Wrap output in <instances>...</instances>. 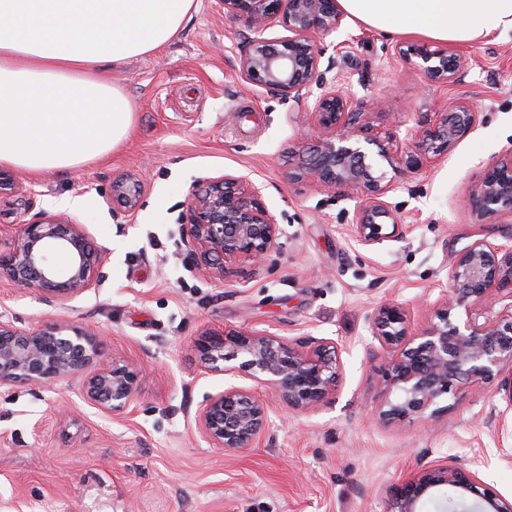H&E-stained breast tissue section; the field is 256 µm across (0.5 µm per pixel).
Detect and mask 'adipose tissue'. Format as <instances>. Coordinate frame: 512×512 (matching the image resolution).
<instances>
[{"label":"adipose tissue","mask_w":512,"mask_h":512,"mask_svg":"<svg viewBox=\"0 0 512 512\" xmlns=\"http://www.w3.org/2000/svg\"><path fill=\"white\" fill-rule=\"evenodd\" d=\"M389 33L468 43L512 31V0H339ZM195 0H0V165L72 171L112 152L133 124L102 64L166 45Z\"/></svg>","instance_id":"1"}]
</instances>
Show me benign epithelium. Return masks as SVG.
Instances as JSON below:
<instances>
[{
  "label": "benign epithelium",
  "mask_w": 512,
  "mask_h": 512,
  "mask_svg": "<svg viewBox=\"0 0 512 512\" xmlns=\"http://www.w3.org/2000/svg\"><path fill=\"white\" fill-rule=\"evenodd\" d=\"M224 9L246 16L253 29L254 37L240 60L245 80L296 103L314 98L308 114L317 145L303 157L292 178H310L329 190L364 187L355 215L363 244L402 235L400 218L383 200L386 189L368 178L364 144L375 142L376 136L369 123L358 124L364 102L319 81L322 49L313 33L341 27L346 14L339 0H224ZM275 20L288 35L270 41L263 32ZM398 54L409 61L420 59L428 75L443 85L455 83L466 64L456 52L425 44L400 46ZM478 122L479 112L468 101H452L418 138L407 137L400 143L406 167L419 169L422 156L442 154ZM263 190V185L245 176L224 175L192 194L182 235L204 275L225 279L239 266L255 270L264 266L279 227L262 202ZM139 193V180L134 178L112 185V194L129 210L136 209ZM2 194H22L14 174L4 169H0ZM466 205L482 221L512 214V157L486 170ZM9 232L13 243L9 251L0 252V274L13 284L39 291L61 306L99 286L106 256L89 244L81 225L42 212L39 219ZM56 252L67 254L66 268L52 262ZM506 285L512 286V244L477 240L452 258L449 287L435 322L415 332L406 310L397 304L382 305L372 313V336L386 351L384 365L377 369L378 386L385 394L377 409L382 423L424 418L442 397L463 384L482 388L494 382L512 400V314L507 319L488 316L482 323L469 318L462 325L451 319L454 310L485 304ZM194 347L201 372L231 376L245 372L273 385L293 411L318 407L336 388L339 348L331 340L300 350L266 329L211 328ZM103 356L98 333L90 328L58 318L18 326L0 312V390L18 383L51 387L80 378L89 404L106 412L126 410L135 401L143 370L115 358L106 362ZM239 357L238 368L227 365ZM94 362L99 368L85 375ZM270 412L253 393L231 386L210 399L196 423L209 445L234 453L252 447L262 436L270 425ZM443 486L458 493L461 512H512V500L485 485L477 472L451 462L428 466L397 486L394 512H419L420 504Z\"/></svg>",
  "instance_id": "benign-epithelium-1"
}]
</instances>
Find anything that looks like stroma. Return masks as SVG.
Listing matches in <instances>:
<instances>
[{"label": "stroma", "instance_id": "35a3bbf8", "mask_svg": "<svg viewBox=\"0 0 512 512\" xmlns=\"http://www.w3.org/2000/svg\"><path fill=\"white\" fill-rule=\"evenodd\" d=\"M251 35L222 0H196L168 44L98 70L135 107L128 138L74 171H17L33 207L0 198V225L59 214L107 254L100 286L62 307L1 279L0 311L22 326L58 317L96 329L106 354L146 370L120 414L88 404L75 383L1 392L0 512H390L397 485L450 460L512 499V408L495 385L460 387L431 417L383 424L372 369L385 351L369 327L387 303L404 307L413 329L426 326L455 252L478 239L512 242V218L481 222L466 205L486 168L512 157V32L453 44L467 65L448 86L398 55L413 36L348 19L318 34L327 81L387 98L369 116L380 139L422 130L453 97L480 112L464 140L414 172L371 146L369 173L405 226L373 245L355 232V190L291 178L314 140L301 133L303 106L242 80ZM227 174L264 185L280 233L265 267L221 281L196 268L181 226L191 192ZM126 177L142 180L132 213L112 195ZM214 327L336 341L335 393L291 412L246 375L201 374L193 343ZM232 384L270 405L271 424L253 447L227 454L201 437L195 417Z\"/></svg>", "mask_w": 512, "mask_h": 512}]
</instances>
